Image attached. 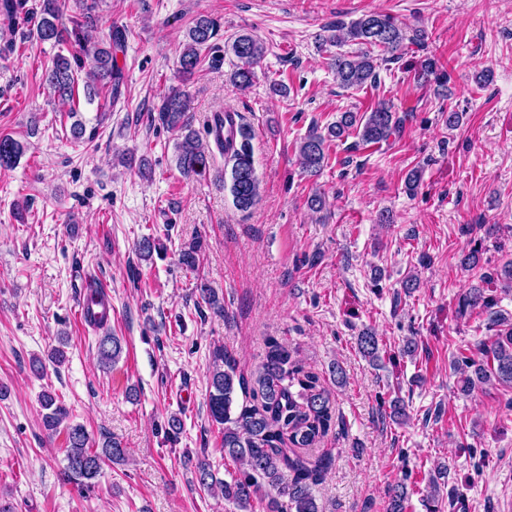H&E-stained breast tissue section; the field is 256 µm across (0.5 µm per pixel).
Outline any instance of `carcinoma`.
Returning a JSON list of instances; mask_svg holds the SVG:
<instances>
[{
  "label": "carcinoma",
  "instance_id": "1",
  "mask_svg": "<svg viewBox=\"0 0 512 512\" xmlns=\"http://www.w3.org/2000/svg\"><path fill=\"white\" fill-rule=\"evenodd\" d=\"M29 0H0V23L7 34L14 35L19 26L34 18L35 35L42 43L54 47H73L64 55L57 53L45 70L43 85L47 91L69 105V116L74 118L70 133L74 140L91 142L98 128L86 127L77 118L74 94L78 74L85 72L84 89L87 97L105 91L109 100L121 96L123 73L117 64L116 52L126 43V31L111 29L108 38L96 40L92 36L98 20L96 11L99 0H74L79 13L63 21L67 0H38L28 7ZM220 30L218 20L199 16L187 32L186 42L178 55L179 71L191 77L201 67L203 50L212 46ZM406 35L387 15L364 14L348 24L341 23L326 29L319 36L318 48L329 53L330 67L336 80L344 88L361 87L377 81V69L383 62L398 58ZM347 42L360 45L355 52H330V48ZM380 47L388 53L386 58L373 55L371 48ZM232 53L240 60L233 76L241 88L251 85L253 67L264 56V44L250 33L235 37L230 45ZM429 76L440 80L445 77L433 57L420 64L419 77ZM158 112L167 127L178 133L176 164L186 178L199 177L210 168L214 152L224 156V165L230 168V193L234 206L247 211L260 198V181L253 159V131L245 123H238L229 112H216L209 124L205 140L193 128L190 97L174 89L163 96ZM400 118L386 102L359 113L345 111L331 124L327 134L318 127H311L298 146L302 165L311 177L320 175L327 159L326 141L339 139L350 130L357 131L366 145L378 144L399 128ZM26 151V146L9 136H0V170L16 167ZM202 242L196 238L180 252V262L189 269L198 266ZM482 285L466 290L459 300V313L480 309L488 315V329L496 330L489 341L479 345V357L463 356L454 361L461 374L460 390L468 393L479 385L496 381L512 386V330L498 307V299L491 294V285L502 283L512 288V261H507L479 276ZM201 301L213 312L224 311V300L207 284L199 288ZM97 328L103 330L98 341V362L108 369L115 365L123 352L119 337L107 332V315L101 314ZM359 350L369 362L382 361L377 336L366 330L358 338ZM207 410L213 422L222 426L224 455L237 464V471L230 479H219L206 460L197 459L194 466L198 485L207 490L218 489L224 500L240 512H247L256 497L264 503V512H322L313 488L320 483L331 467L327 456L309 457L303 453L315 448L336 427V408L331 394L319 386L318 377L296 359L288 346L271 338L262 364L246 375L238 370L235 357L218 347L213 351L212 370L209 375ZM42 423L46 430L55 433L64 428L66 434V481L79 488L89 487L91 481L101 476L108 462L125 460L121 443L106 437L101 447L90 446V436L81 424H69V409L50 393L40 399ZM408 486L399 482L389 490L387 512H407Z\"/></svg>",
  "mask_w": 512,
  "mask_h": 512
}]
</instances>
